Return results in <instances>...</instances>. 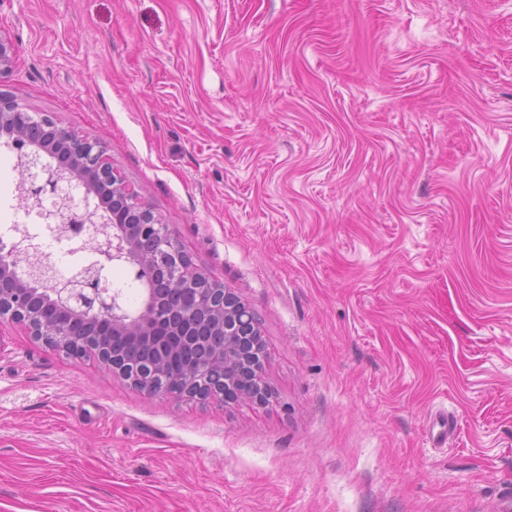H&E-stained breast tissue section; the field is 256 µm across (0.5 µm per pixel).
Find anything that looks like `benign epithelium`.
Returning <instances> with one entry per match:
<instances>
[{"mask_svg":"<svg viewBox=\"0 0 512 512\" xmlns=\"http://www.w3.org/2000/svg\"><path fill=\"white\" fill-rule=\"evenodd\" d=\"M28 168L18 193L23 206L37 210L46 224L65 211L71 224L59 229L75 241L88 224L111 216L106 246L68 278L52 265L40 268L19 260L22 241H0V323L22 327L33 339L72 358L91 357L112 374L152 394L176 399L214 400L226 406L249 401L268 405L273 391L264 378L266 343L255 313L223 284L199 271L168 225L114 169L96 139L61 128L46 114L31 112L0 93V137ZM76 191L97 203L73 215ZM114 263L134 271L144 287L141 309L129 313L121 292L101 286L102 272ZM180 290L185 304L170 306L164 290ZM160 338L177 348L193 338L207 349L198 364L179 373L167 360L142 361L113 347L139 346Z\"/></svg>","mask_w":512,"mask_h":512,"instance_id":"1","label":"benign epithelium"}]
</instances>
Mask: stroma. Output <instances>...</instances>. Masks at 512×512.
Masks as SVG:
<instances>
[{"label": "stroma", "mask_w": 512, "mask_h": 512, "mask_svg": "<svg viewBox=\"0 0 512 512\" xmlns=\"http://www.w3.org/2000/svg\"><path fill=\"white\" fill-rule=\"evenodd\" d=\"M0 35V91L106 145L276 393L151 395L2 323L0 512H497L512 0H0Z\"/></svg>", "instance_id": "35a3bbf8"}]
</instances>
